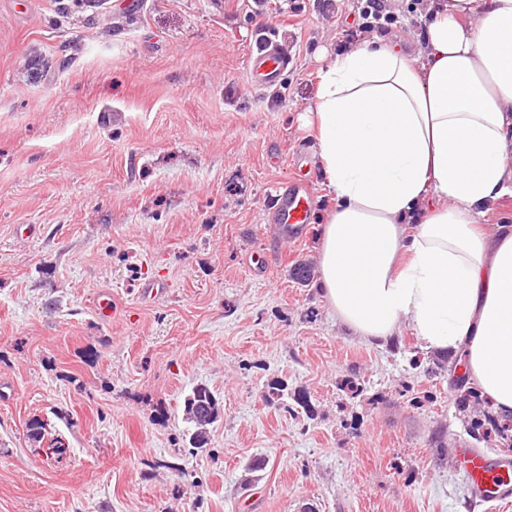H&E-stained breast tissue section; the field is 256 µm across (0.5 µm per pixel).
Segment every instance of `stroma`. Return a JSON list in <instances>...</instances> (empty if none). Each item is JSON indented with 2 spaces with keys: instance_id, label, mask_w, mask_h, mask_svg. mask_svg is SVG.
<instances>
[{
  "instance_id": "obj_1",
  "label": "stroma",
  "mask_w": 512,
  "mask_h": 512,
  "mask_svg": "<svg viewBox=\"0 0 512 512\" xmlns=\"http://www.w3.org/2000/svg\"><path fill=\"white\" fill-rule=\"evenodd\" d=\"M115 2L0 0V512H240L248 492L255 512H488L454 450L503 441L474 430L455 356L406 327L369 345L318 292L335 202L304 115L350 0ZM263 29L291 45L278 100L249 75ZM298 177L295 239L268 211ZM200 384L221 417L197 449ZM188 420L194 425L191 444L194 448H203L208 441V426L219 416L218 401L206 385H198L192 389L184 401Z\"/></svg>"
}]
</instances>
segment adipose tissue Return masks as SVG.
<instances>
[{"instance_id":"adipose-tissue-1","label":"adipose tissue","mask_w":512,"mask_h":512,"mask_svg":"<svg viewBox=\"0 0 512 512\" xmlns=\"http://www.w3.org/2000/svg\"><path fill=\"white\" fill-rule=\"evenodd\" d=\"M416 53L373 38L323 56L304 120L336 205L319 251L337 321L384 346L409 326L462 354L512 414V0H429ZM483 215L478 217V222L488 229L496 224H512V196L503 197L491 202Z\"/></svg>"}]
</instances>
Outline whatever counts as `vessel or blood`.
Listing matches in <instances>:
<instances>
[{"label": "vessel or blood", "instance_id": "b4317fda", "mask_svg": "<svg viewBox=\"0 0 512 512\" xmlns=\"http://www.w3.org/2000/svg\"><path fill=\"white\" fill-rule=\"evenodd\" d=\"M289 58L280 44L274 43L252 54L249 74L252 82L263 88L277 86ZM270 210L272 221L294 237L303 233L310 222L311 205L303 184L275 187ZM458 462L465 475L468 499L491 507L512 504V456L487 457L471 448L460 449Z\"/></svg>", "mask_w": 512, "mask_h": 512}]
</instances>
